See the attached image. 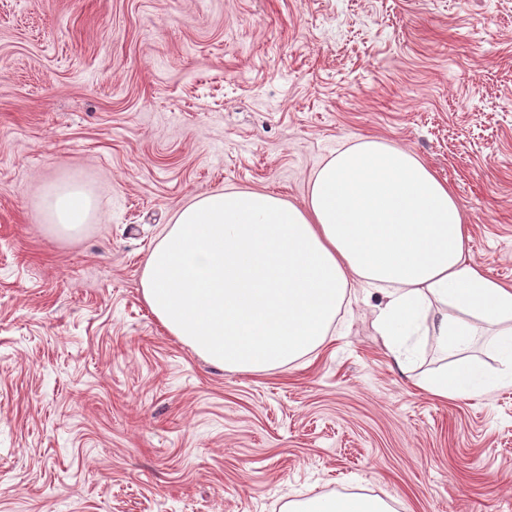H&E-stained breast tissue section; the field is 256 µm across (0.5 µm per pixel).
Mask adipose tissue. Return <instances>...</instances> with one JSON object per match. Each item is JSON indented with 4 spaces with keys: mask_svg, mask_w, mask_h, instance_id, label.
<instances>
[{
    "mask_svg": "<svg viewBox=\"0 0 512 512\" xmlns=\"http://www.w3.org/2000/svg\"><path fill=\"white\" fill-rule=\"evenodd\" d=\"M52 232L77 234L94 209L75 180L41 195ZM470 235L447 181L412 152L364 137L312 175L301 204L256 190L194 196L150 251L143 300L160 324L212 365L262 373L323 346L350 288L381 292L378 332L402 361L417 328L452 367L416 377L444 399L512 388V285L469 256ZM484 338L495 367L470 355ZM288 512H391L379 498H313Z\"/></svg>",
    "mask_w": 512,
    "mask_h": 512,
    "instance_id": "ef3b65f1",
    "label": "adipose tissue"
}]
</instances>
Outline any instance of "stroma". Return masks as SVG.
Here are the masks:
<instances>
[{"mask_svg": "<svg viewBox=\"0 0 512 512\" xmlns=\"http://www.w3.org/2000/svg\"><path fill=\"white\" fill-rule=\"evenodd\" d=\"M366 136L447 180L471 259L512 284V0H0V512H512V389L419 390L379 292L260 374L142 299L191 197L301 201ZM60 178L96 199L68 238L39 207ZM289 512H391L389 505L379 498L366 496L313 498L289 502Z\"/></svg>", "mask_w": 512, "mask_h": 512, "instance_id": "stroma-1", "label": "stroma"}]
</instances>
